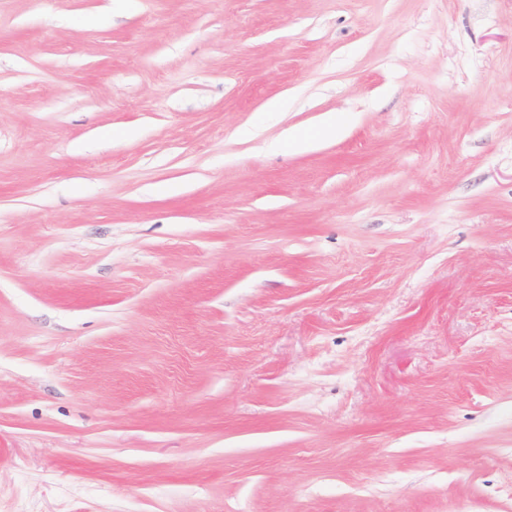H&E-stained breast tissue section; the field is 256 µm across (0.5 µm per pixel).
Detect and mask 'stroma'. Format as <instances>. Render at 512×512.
Here are the masks:
<instances>
[{"label":"stroma","instance_id":"35a3bbf8","mask_svg":"<svg viewBox=\"0 0 512 512\" xmlns=\"http://www.w3.org/2000/svg\"><path fill=\"white\" fill-rule=\"evenodd\" d=\"M510 480L512 0H0V512Z\"/></svg>","mask_w":512,"mask_h":512}]
</instances>
